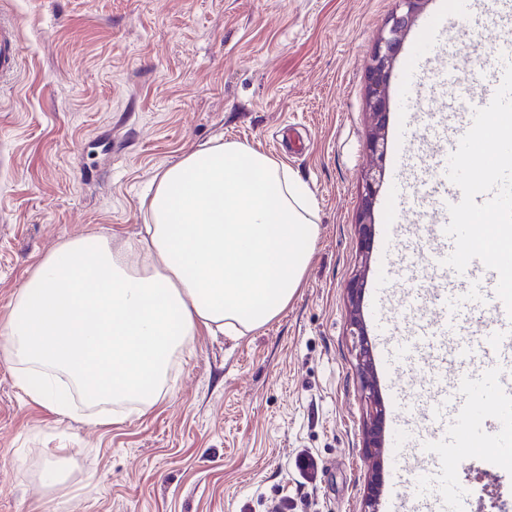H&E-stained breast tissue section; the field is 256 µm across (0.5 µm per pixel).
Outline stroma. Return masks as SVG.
I'll use <instances>...</instances> for the list:
<instances>
[{
    "mask_svg": "<svg viewBox=\"0 0 512 512\" xmlns=\"http://www.w3.org/2000/svg\"><path fill=\"white\" fill-rule=\"evenodd\" d=\"M394 0H0L20 22L0 86V319L63 241L136 234L155 175L216 137L285 162L313 195L318 236L300 287L270 323L199 331L165 397L101 425L30 400L0 359V512H383L412 455L365 445L368 407L347 288L369 148L366 73ZM483 40H476V33ZM457 19L451 66L501 37ZM65 483L41 488L55 449ZM313 466L301 469L303 458ZM473 447L451 475L479 512H512V469Z\"/></svg>",
    "mask_w": 512,
    "mask_h": 512,
    "instance_id": "35a3bbf8",
    "label": "stroma"
}]
</instances>
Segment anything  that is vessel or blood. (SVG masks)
<instances>
[{
    "instance_id": "b4317fda",
    "label": "vessel or blood",
    "mask_w": 512,
    "mask_h": 512,
    "mask_svg": "<svg viewBox=\"0 0 512 512\" xmlns=\"http://www.w3.org/2000/svg\"><path fill=\"white\" fill-rule=\"evenodd\" d=\"M478 0H442L441 9L429 17L414 39L403 62L398 84L397 137L392 159V180L385 210L383 241L378 252V287L372 297V318L377 333L379 362L388 365L401 356L424 355L416 370L423 380L428 400L427 425L419 438L422 460L418 467L423 480L416 495L419 512H449L447 495L438 491L445 485L448 470L456 463L448 449L461 437L474 441H495L498 447L512 446V315L496 295L498 277L480 260H472L464 273L445 266L454 241L444 232L450 221L448 207L462 197L447 176L448 158L456 150L460 133H449L447 115L458 111L473 114L487 106L497 89L485 85L480 96L470 92L468 80H460L461 92L451 101H433V139L417 153L405 144L416 125L413 112L422 88L418 82L423 68L433 62L438 41L451 19L476 8ZM19 64V22L0 16V83L13 79ZM426 229L428 247L416 261L403 264L393 249L399 234L417 235ZM405 277L410 287H426L439 280L433 291L436 302L424 317L415 320L408 337L391 341V320L385 313L390 291L386 279ZM490 303L492 320L481 336L470 337L462 324L463 302ZM488 397L493 416L477 412L474 397Z\"/></svg>"
}]
</instances>
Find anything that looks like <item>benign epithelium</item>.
<instances>
[{
  "mask_svg": "<svg viewBox=\"0 0 512 512\" xmlns=\"http://www.w3.org/2000/svg\"><path fill=\"white\" fill-rule=\"evenodd\" d=\"M428 0H395V8L389 20V26L380 36L375 47L372 62L368 69L367 107L372 119L370 147L376 155V173L365 176V207L359 221L361 249L369 254L373 237L374 221L372 220L371 204L379 187L377 175L383 173L387 154V129L389 114L388 85L391 71L403 48L405 38L416 19L423 12ZM364 275H359L349 287L352 308V325L358 330V335H365L364 326L359 314L361 285ZM358 365L365 378L364 390L368 391L367 401L370 405V418L367 425V447H382L383 408L377 398L373 379L370 375L372 354L367 341H361L357 354Z\"/></svg>",
  "mask_w": 512,
  "mask_h": 512,
  "instance_id": "obj_1",
  "label": "benign epithelium"
}]
</instances>
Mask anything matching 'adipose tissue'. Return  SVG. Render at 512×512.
<instances>
[{"label": "adipose tissue", "instance_id": "obj_1", "mask_svg": "<svg viewBox=\"0 0 512 512\" xmlns=\"http://www.w3.org/2000/svg\"><path fill=\"white\" fill-rule=\"evenodd\" d=\"M148 210L121 248L98 232L44 256L0 325L19 388L61 417L76 416L77 394L155 404L199 329L241 336L271 322L315 252L307 187L243 142L218 139L167 166Z\"/></svg>", "mask_w": 512, "mask_h": 512}]
</instances>
